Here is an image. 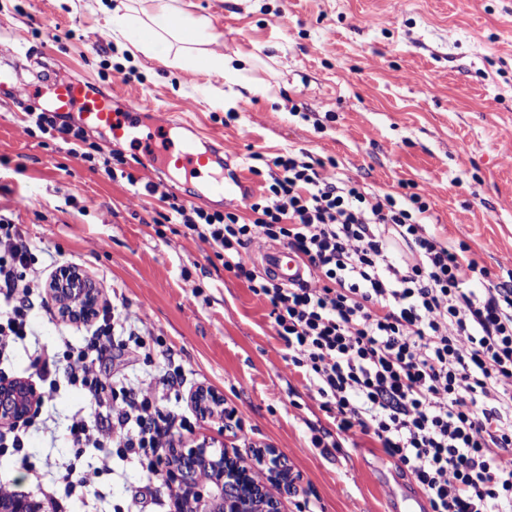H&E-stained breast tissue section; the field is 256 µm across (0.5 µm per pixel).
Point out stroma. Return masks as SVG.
<instances>
[{"label":"stroma","instance_id":"1","mask_svg":"<svg viewBox=\"0 0 512 512\" xmlns=\"http://www.w3.org/2000/svg\"><path fill=\"white\" fill-rule=\"evenodd\" d=\"M221 33L225 52L257 61L235 76L200 85L199 76H170L114 41L92 45L105 25L95 0H0V54L16 66L0 88V215L18 224L46 293L57 263L77 266L99 290L98 307L129 313L127 330L154 347L152 364L114 355L112 380L137 386L167 362L184 368L167 411L191 420L180 443L208 439L254 465L253 448L284 458L297 490L282 512H387L420 494L365 437L331 455L311 438L332 423L301 374L289 368L268 303L232 273L209 244L180 224H160L158 196L143 184L207 210L248 216L239 195L205 199L200 182L167 173L142 156V141L161 122L191 121L201 139L222 138L228 166L247 174L249 156L306 149L335 160L340 173L368 190L402 198L429 195L427 222L448 245L466 243L493 274L512 257V0H193ZM24 31L22 47L7 37ZM134 69L129 83L112 80L113 65ZM92 82L99 92L147 100L132 137L85 127L94 161L71 146L27 131L25 108L50 102L56 84ZM121 152L124 176L110 178L101 159ZM52 166H45V158ZM136 185H129L127 175ZM28 339L0 358V378L38 383L34 360L61 339L83 345L87 326L58 311L34 309ZM200 388L218 391L239 426L197 417ZM90 399L62 385L42 406V422L25 442L26 471L0 456V485L45 501L58 512H151L171 507L165 480L147 483L132 457L113 456L99 475V496H65L68 465L91 473L100 453L74 458L66 427L88 413Z\"/></svg>","mask_w":512,"mask_h":512}]
</instances>
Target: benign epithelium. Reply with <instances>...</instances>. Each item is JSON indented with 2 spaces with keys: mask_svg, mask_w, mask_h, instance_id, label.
<instances>
[{
  "mask_svg": "<svg viewBox=\"0 0 512 512\" xmlns=\"http://www.w3.org/2000/svg\"><path fill=\"white\" fill-rule=\"evenodd\" d=\"M50 291L64 316L85 320L97 311L95 284L78 269L64 271L50 286ZM38 400V391L22 380L0 381V428H11L24 420ZM194 406L208 419H224V398L213 389H202L194 396ZM208 475L200 482L201 472ZM167 481L177 489L173 512H280V498L270 486L278 479L264 482L256 472L233 462L222 448L204 440L189 448L171 449L165 470ZM0 512H49L45 502L29 495L12 492L0 495Z\"/></svg>",
  "mask_w": 512,
  "mask_h": 512,
  "instance_id": "obj_1",
  "label": "benign epithelium"
}]
</instances>
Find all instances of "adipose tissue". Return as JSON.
<instances>
[{
	"instance_id": "adipose-tissue-1",
	"label": "adipose tissue",
	"mask_w": 512,
	"mask_h": 512,
	"mask_svg": "<svg viewBox=\"0 0 512 512\" xmlns=\"http://www.w3.org/2000/svg\"><path fill=\"white\" fill-rule=\"evenodd\" d=\"M106 32L171 69L204 68L221 79L250 62L246 55L218 51L220 34L208 17L191 12L188 0H148L141 8L131 0H114Z\"/></svg>"
}]
</instances>
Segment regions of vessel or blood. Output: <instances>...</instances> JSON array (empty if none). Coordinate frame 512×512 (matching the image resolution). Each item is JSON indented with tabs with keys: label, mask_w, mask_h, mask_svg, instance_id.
<instances>
[{
	"label": "vessel or blood",
	"mask_w": 512,
	"mask_h": 512,
	"mask_svg": "<svg viewBox=\"0 0 512 512\" xmlns=\"http://www.w3.org/2000/svg\"><path fill=\"white\" fill-rule=\"evenodd\" d=\"M52 105L55 112L75 114L77 120L109 131L113 138H122L132 125L134 113L143 109L139 103H118L107 94L95 91L88 82L70 81L53 89ZM144 158L148 162L163 160L190 176H210L215 194L229 190L224 181V158L219 151L197 152L193 141L179 146H168L158 151L155 140L144 145ZM258 261L279 282L289 285L298 282L304 270L296 254L285 246H265L258 253Z\"/></svg>",
	"instance_id": "obj_1"
}]
</instances>
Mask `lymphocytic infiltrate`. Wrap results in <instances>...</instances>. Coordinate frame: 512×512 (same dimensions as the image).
<instances>
[{"mask_svg":"<svg viewBox=\"0 0 512 512\" xmlns=\"http://www.w3.org/2000/svg\"><path fill=\"white\" fill-rule=\"evenodd\" d=\"M26 114L90 160L79 147L82 128L37 105ZM252 159L250 173L265 181L249 197V221L166 193L163 219L209 243L226 271L268 301L289 366L336 428L332 440L314 436L313 447L336 449L362 434L413 480L430 512H512V279L493 278L467 245L450 247L430 232L423 194L400 202L366 192L303 150ZM262 242L288 245L307 279L287 286L259 272L246 253ZM37 281L30 246L0 217V296L9 306L0 313V354L27 338ZM114 329L103 314L86 345L63 341L35 365L49 380L46 396L65 383L91 399L92 415L68 427L74 457L97 449L106 471L113 451H127L154 480L188 427L162 406L184 372L115 385L98 369L117 346Z\"/></svg>","mask_w":512,"mask_h":512,"instance_id":"obj_1","label":"lymphocytic infiltrate"}]
</instances>
